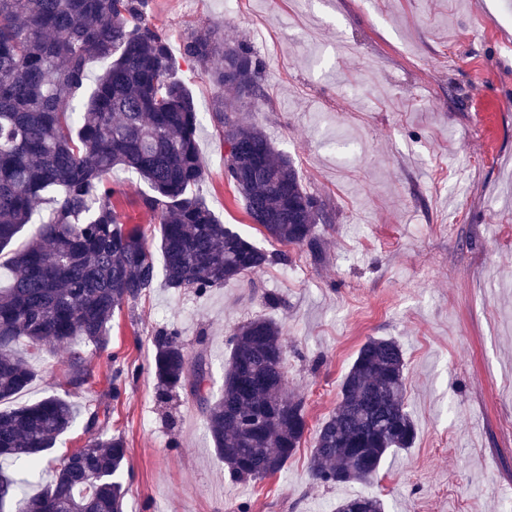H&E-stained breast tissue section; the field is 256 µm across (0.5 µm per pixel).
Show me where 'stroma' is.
<instances>
[{
	"label": "stroma",
	"mask_w": 512,
	"mask_h": 512,
	"mask_svg": "<svg viewBox=\"0 0 512 512\" xmlns=\"http://www.w3.org/2000/svg\"><path fill=\"white\" fill-rule=\"evenodd\" d=\"M149 18L180 57L177 76L204 115L201 191L224 224L285 253L252 282L200 295L164 283L117 310L106 350L86 345L89 379L69 385L64 347L44 346L36 377L10 409L56 395L74 427L51 457L85 446L91 412L123 436L126 512H333L347 497L379 496L386 512H504L512 498V0H149ZM218 29L264 65L265 97L240 113L293 161L332 221L324 257L267 238L229 185L213 116L217 92L181 58L194 32ZM117 208L149 243L158 226L140 207L146 185L115 171ZM275 295L277 304L266 301ZM263 317L282 325L290 393L314 430L336 409L340 384L367 337L397 339L406 361L412 447L388 455L368 484L323 485L306 437L285 469L233 480L188 392L156 398L153 338L175 326L189 357L209 365L219 393L228 338Z\"/></svg>",
	"instance_id": "1"
}]
</instances>
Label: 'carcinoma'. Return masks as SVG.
I'll use <instances>...</instances> for the list:
<instances>
[{
  "label": "carcinoma",
  "mask_w": 512,
  "mask_h": 512,
  "mask_svg": "<svg viewBox=\"0 0 512 512\" xmlns=\"http://www.w3.org/2000/svg\"><path fill=\"white\" fill-rule=\"evenodd\" d=\"M149 0H0V253L28 224L35 233L8 253L0 279V403L29 386L35 371L21 349L69 347L70 384L88 382L81 339L107 346L115 311L158 278L203 294L261 272L275 255L223 224L196 192L204 177L197 143L202 115L167 36L148 16ZM184 58L206 68L219 93L215 118L231 146L225 176L253 223L273 240L323 258L316 233L332 217L306 192L293 162L225 105L265 95L263 65L248 46L221 43L214 31L188 38ZM108 62L81 109L89 60ZM132 170L148 191L141 206L160 225L162 267L139 225L115 206L113 170ZM52 197L48 220L37 208ZM172 327L156 333L159 396L185 390L196 399L230 476L256 481L284 469L308 432L302 399L286 390L287 345L280 325L252 319L233 330L219 396L204 388L209 367L190 362ZM405 357L393 338L368 337L345 375L336 411L315 436L310 471L321 484L366 482L389 454L412 447L416 428L404 407ZM75 424L57 396L0 410V512H125L115 480L128 448L103 433L85 450L49 458ZM48 467L39 494L7 467ZM335 512H384L374 495H355Z\"/></svg>",
  "instance_id": "carcinoma-1"
}]
</instances>
